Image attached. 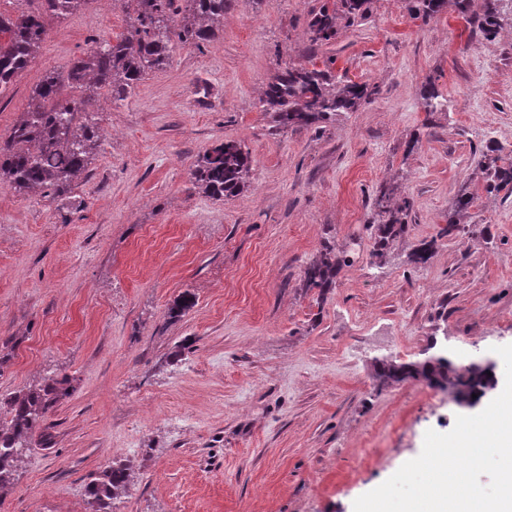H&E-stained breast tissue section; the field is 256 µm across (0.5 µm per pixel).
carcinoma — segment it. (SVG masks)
<instances>
[{
	"instance_id": "cac0c4a2",
	"label": "carcinoma",
	"mask_w": 512,
	"mask_h": 512,
	"mask_svg": "<svg viewBox=\"0 0 512 512\" xmlns=\"http://www.w3.org/2000/svg\"><path fill=\"white\" fill-rule=\"evenodd\" d=\"M128 11L129 34L97 43L96 50L74 59L66 73L44 71L31 89L22 117L6 135L0 136V186L19 194L49 189L63 207L72 205L74 180L83 175L99 147L97 123L90 111L92 93L102 91L121 104L130 99L141 81L162 70L179 46L214 40L221 31L224 13L235 0H113ZM374 0H322L311 12L306 27L309 48L336 40L339 21H365ZM503 0H483L480 14L471 13V0H453L455 11L466 22L469 37L488 38L502 28ZM86 0H37V5L18 18L0 11V97L35 58L47 32L46 19L64 18ZM415 19L427 21L448 7V0H406ZM67 83L72 94L59 97ZM368 96L366 85L340 79L328 68L314 64L284 62L267 85L260 100L271 128L284 131L298 126H315L355 111ZM422 97L429 113L448 110V96L434 84L425 86ZM252 161L235 140H226L198 155L189 168L191 181L205 194L217 199L239 196L250 183ZM477 180L489 194L512 193V158L503 154L493 140L486 143ZM475 195L465 182L458 190L453 209L448 211L451 234L458 228L457 212L471 207ZM411 203L392 202V191L383 189L374 202L372 265L382 267L391 245L406 232ZM351 259L332 245H325L307 265L303 288L326 295ZM192 306L185 294L168 307V317L181 318ZM431 336L421 351L423 358L396 360L377 358L373 379L380 387L418 381L432 387H452L455 402L476 405L495 385L496 363L471 361L456 364L436 350ZM73 379L64 374L45 378L38 386L15 394L0 405L7 406L0 420V490L11 485L23 452L29 448L46 415L71 390ZM131 460H120L89 476L86 485L91 512H112V500L127 486Z\"/></svg>"
}]
</instances>
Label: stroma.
I'll list each match as a JSON object with an SVG mask.
<instances>
[{"mask_svg":"<svg viewBox=\"0 0 512 512\" xmlns=\"http://www.w3.org/2000/svg\"><path fill=\"white\" fill-rule=\"evenodd\" d=\"M320 0H238L221 36L179 48L136 96L96 108L103 134L81 208L0 187V397L49 375L74 390L51 410L0 512H89V473L130 458L113 512H353L461 409L418 382L377 387L373 358L416 359L429 335L468 359L512 344V197L448 211L487 140L512 150V28L469 40L454 10L412 19L375 0L308 53ZM99 0L47 22L48 37L0 97V134L49 68L126 35ZM315 62L366 84L356 111L278 133L259 107L281 63ZM435 85L448 109L427 113ZM226 140L253 167L244 195L194 189L189 165ZM410 200L406 234L371 263L382 187ZM355 254L327 296L302 275L324 240ZM424 241L431 259L408 255ZM193 307L167 310L182 293ZM187 343L181 361L167 354Z\"/></svg>","mask_w":512,"mask_h":512,"instance_id":"1","label":"stroma"}]
</instances>
